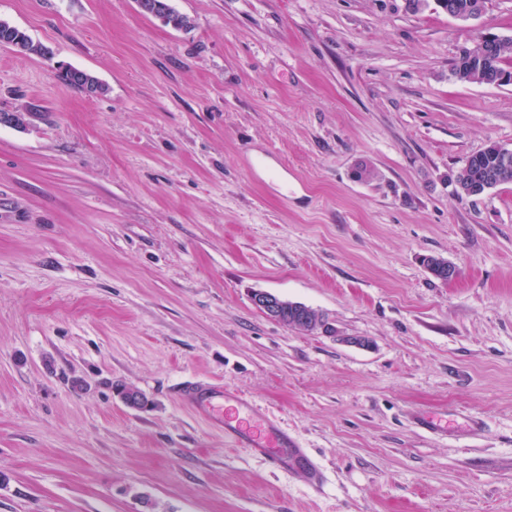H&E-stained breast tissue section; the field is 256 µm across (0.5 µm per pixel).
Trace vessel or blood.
I'll list each match as a JSON object with an SVG mask.
<instances>
[{"mask_svg":"<svg viewBox=\"0 0 512 512\" xmlns=\"http://www.w3.org/2000/svg\"><path fill=\"white\" fill-rule=\"evenodd\" d=\"M180 400L212 427L222 430L225 441L265 459L272 469L304 470L312 487H320L323 473L307 449L283 429L278 420L249 400L229 395L223 386L184 382Z\"/></svg>","mask_w":512,"mask_h":512,"instance_id":"b4317fda","label":"vessel or blood"}]
</instances>
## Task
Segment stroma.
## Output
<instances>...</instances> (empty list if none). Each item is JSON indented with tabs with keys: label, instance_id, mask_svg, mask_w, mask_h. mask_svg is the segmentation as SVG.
<instances>
[{
	"label": "stroma",
	"instance_id": "obj_1",
	"mask_svg": "<svg viewBox=\"0 0 512 512\" xmlns=\"http://www.w3.org/2000/svg\"><path fill=\"white\" fill-rule=\"evenodd\" d=\"M171 4L190 31L135 0H0L50 50L0 45V110L28 115L0 125V512H512V183L455 190L512 148V84L452 75L512 38V0ZM187 380L273 413L321 488L226 444ZM63 78L68 84L86 92L102 94L106 91L104 85L95 76L84 70L68 68L65 70ZM490 143L482 150L468 156L455 176V183L460 194L480 196L489 188L512 182V157L508 163L500 157L499 151L506 158L512 155L511 148ZM254 305L268 318L289 324L288 327L302 331H321L327 335H334L335 328L328 318L313 308L299 302H294L288 308V300L273 293L260 291L252 296Z\"/></svg>",
	"mask_w": 512,
	"mask_h": 512
}]
</instances>
